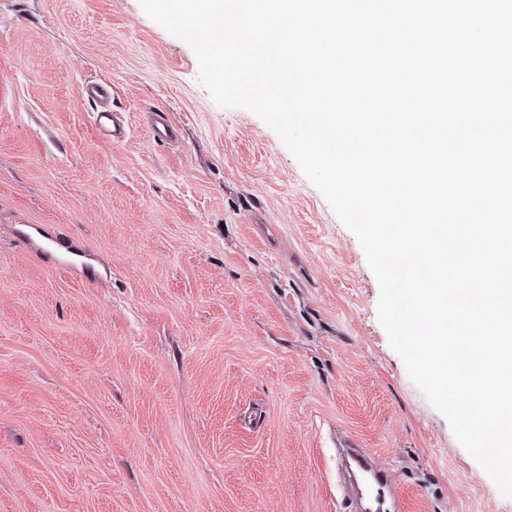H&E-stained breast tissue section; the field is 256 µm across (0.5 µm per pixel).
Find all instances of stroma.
I'll return each mask as SVG.
<instances>
[{"mask_svg": "<svg viewBox=\"0 0 512 512\" xmlns=\"http://www.w3.org/2000/svg\"><path fill=\"white\" fill-rule=\"evenodd\" d=\"M197 73L138 0H0V512H353L343 441L404 512H512L392 349L357 238ZM81 92L85 101L95 105L94 123L99 135L112 137V140L119 138L122 134L120 119L117 113L106 107V103L112 98L110 84L103 79H97L86 83ZM351 453L360 459L361 463L367 469L377 486V491L382 490L383 493L387 492L390 494V477L384 470L378 469L372 462L370 454L363 448H350Z\"/></svg>", "mask_w": 512, "mask_h": 512, "instance_id": "35a3bbf8", "label": "stroma"}]
</instances>
